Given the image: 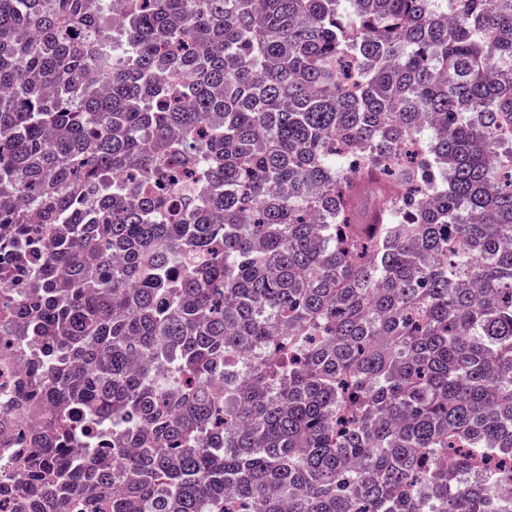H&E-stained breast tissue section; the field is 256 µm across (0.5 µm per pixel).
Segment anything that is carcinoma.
Returning <instances> with one entry per match:
<instances>
[{
  "mask_svg": "<svg viewBox=\"0 0 512 512\" xmlns=\"http://www.w3.org/2000/svg\"><path fill=\"white\" fill-rule=\"evenodd\" d=\"M2 199L14 512H512V0H0Z\"/></svg>",
  "mask_w": 512,
  "mask_h": 512,
  "instance_id": "carcinoma-1",
  "label": "carcinoma"
}]
</instances>
